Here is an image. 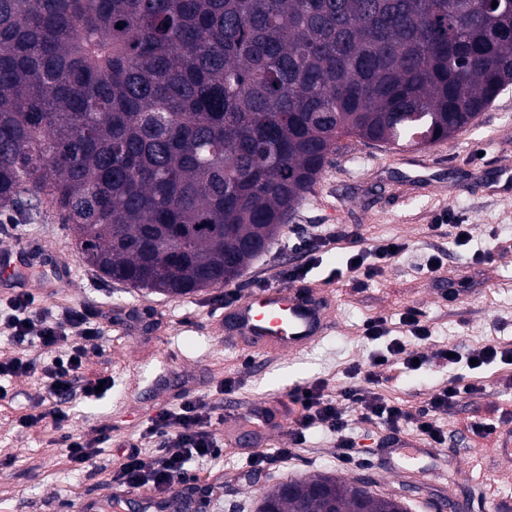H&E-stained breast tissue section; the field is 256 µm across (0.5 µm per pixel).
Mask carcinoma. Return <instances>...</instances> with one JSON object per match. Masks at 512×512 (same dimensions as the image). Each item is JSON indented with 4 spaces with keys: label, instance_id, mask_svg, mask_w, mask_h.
<instances>
[{
    "label": "carcinoma",
    "instance_id": "obj_1",
    "mask_svg": "<svg viewBox=\"0 0 512 512\" xmlns=\"http://www.w3.org/2000/svg\"><path fill=\"white\" fill-rule=\"evenodd\" d=\"M510 85L512 0H0V208L48 200L115 282L222 288L342 139L431 145ZM331 509L408 512L324 474L258 512Z\"/></svg>",
    "mask_w": 512,
    "mask_h": 512
}]
</instances>
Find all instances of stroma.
Segmentation results:
<instances>
[{"label": "stroma", "instance_id": "stroma-1", "mask_svg": "<svg viewBox=\"0 0 512 512\" xmlns=\"http://www.w3.org/2000/svg\"><path fill=\"white\" fill-rule=\"evenodd\" d=\"M508 166L512 87L475 125L432 145L396 149L342 139L292 224H339L362 234L365 245L395 240L406 249L362 287L329 279L344 267L347 249L324 253L307 280L328 282L336 328L295 356H258L225 347L211 331L224 311L223 289L170 299L105 279L83 264L71 231L50 204L28 210L15 231L0 235V247L29 243L54 252L73 270L70 284L50 295L40 290L38 279H31L38 306L58 317L72 308H87L110 321L97 348L87 353L84 375L110 378L112 387L96 400L74 397L70 429L87 439L104 429L111 440L103 444L92 467L75 470L60 431L50 421L28 429L17 424L20 417L40 412L35 400L44 385L41 375L0 378L7 389L6 398L0 399V512H75L80 501L108 499L122 443L139 436L159 408L178 407L187 397L203 399L216 418L223 416L228 401L241 415L257 405L275 411L259 438L245 422L230 432L215 425V437L224 446L222 456L190 462L182 480L194 492L193 512H256L269 485L317 472L349 483L367 482L373 492L410 504L412 512H432L443 495L466 499L468 512H487L494 499L512 502V463L486 471L484 440L466 435L464 429L471 415L493 408L512 410V394L502 387L512 378V365L498 363L482 370L484 394L460 401L449 417L446 474L422 486L385 469L378 448L388 433L373 424L355 423L350 432L367 449L364 461L356 465L342 463L331 437L318 430L308 434L290 462L281 463L273 455L288 445L287 436L280 433L284 417L278 407L288 402L291 390L322 381L327 393L339 394L348 383L347 368L383 348V341L363 334L370 319L386 318L395 337L402 332L401 314L413 310L430 325L433 350L448 344L467 353L492 339L512 344V183L502 174ZM457 224L469 227L467 245L454 242ZM478 250L492 253V262H472ZM432 254L444 257L438 279L418 268L420 260ZM305 261L304 252L289 249L283 235L251 262L244 277L270 281L277 268ZM449 373L435 365L405 369L386 393L415 406L445 383ZM263 449L269 454L266 463L251 467L247 453ZM459 469L468 471V478L449 481L448 472Z\"/></svg>", "mask_w": 512, "mask_h": 512}]
</instances>
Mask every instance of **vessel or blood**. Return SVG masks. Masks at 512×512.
<instances>
[{
    "label": "vessel or blood",
    "instance_id": "1",
    "mask_svg": "<svg viewBox=\"0 0 512 512\" xmlns=\"http://www.w3.org/2000/svg\"><path fill=\"white\" fill-rule=\"evenodd\" d=\"M28 251L24 246L0 250V286L25 288L22 270ZM334 299L329 292H317L313 286L283 288L279 286L254 289L226 307L217 328L225 340L259 354L293 355L319 341L335 329ZM494 448L490 464L512 461V424L498 425L491 436ZM426 457L430 463L422 467L425 475L441 471L446 460L443 449L423 441L408 440L387 454L388 463H411Z\"/></svg>",
    "mask_w": 512,
    "mask_h": 512
}]
</instances>
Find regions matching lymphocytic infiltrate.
<instances>
[{
  "label": "lymphocytic infiltrate",
  "mask_w": 512,
  "mask_h": 512,
  "mask_svg": "<svg viewBox=\"0 0 512 512\" xmlns=\"http://www.w3.org/2000/svg\"><path fill=\"white\" fill-rule=\"evenodd\" d=\"M349 237V232L334 224L313 229L305 244L306 265L281 269L278 278L291 281L305 278L317 266L320 251L333 249L335 244ZM403 250L402 243L391 240L354 250L346 270L357 283H364L382 273ZM10 308V314L0 318V330L8 332L13 346L38 345L49 360L41 363L16 355L1 357L0 376L44 375L46 382L41 398L51 404L48 415L55 429L62 433L71 463L79 470L91 466L99 454L101 441L69 433L70 414L65 405L74 393H81L83 398L91 400L97 396L96 386L106 389L111 386L107 378L99 384L79 380L87 347L103 337V327L94 321L90 311L81 308L67 310L60 318L53 317L48 309L37 307L34 298L23 291L17 293ZM401 322L411 335L410 341L388 339L385 352L371 356L368 362L353 363L349 369L352 383L339 395L327 394L321 384L299 387L292 392L291 402L295 410L288 428L290 445L278 449L280 459L291 460L295 447L302 445L307 432L315 428L335 436L340 460L347 462L360 456L361 448L346 434L355 418L396 435L413 430L421 439L437 447L445 443L444 416L463 399L482 395L486 386L483 381H466L454 375L418 405L407 406L388 397L384 387L391 379L394 362H401L407 369L417 362L442 367L457 363L444 347L429 355L423 353L422 347L430 340L432 331L414 312H405ZM212 426L213 417L203 400L188 398L178 408H160L138 440L129 444L123 463L112 477L113 484L120 490L134 492L149 487L157 498H169L189 461L221 455L222 448L213 437ZM156 437L162 438L163 446L153 464L148 466L141 458L142 448L145 441Z\"/></svg>",
  "instance_id": "f902f5d3"
}]
</instances>
